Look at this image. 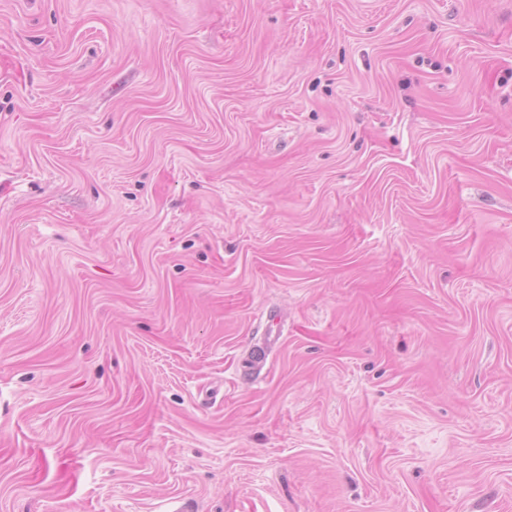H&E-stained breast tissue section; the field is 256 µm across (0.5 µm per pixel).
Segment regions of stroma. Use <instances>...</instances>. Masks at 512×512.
<instances>
[{
  "label": "stroma",
  "mask_w": 512,
  "mask_h": 512,
  "mask_svg": "<svg viewBox=\"0 0 512 512\" xmlns=\"http://www.w3.org/2000/svg\"><path fill=\"white\" fill-rule=\"evenodd\" d=\"M176 498L512 512V0H0V512ZM265 338L263 339L261 344H256L253 347L252 351V359L250 361L249 369L252 371H260L266 364L267 360V352L269 350L270 345L273 342L279 340L280 336H282V332L277 327L275 330L271 327V325H265V329L263 335Z\"/></svg>",
  "instance_id": "obj_1"
}]
</instances>
